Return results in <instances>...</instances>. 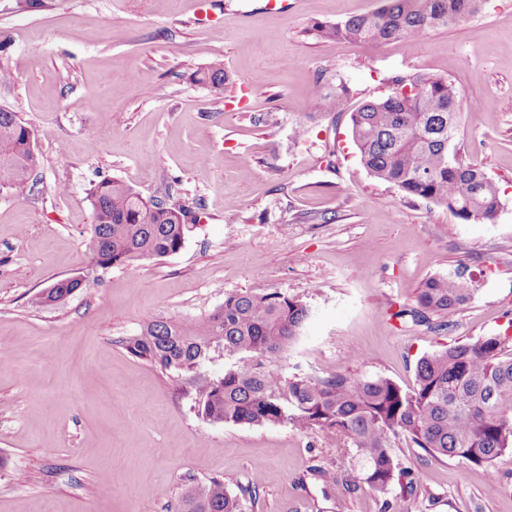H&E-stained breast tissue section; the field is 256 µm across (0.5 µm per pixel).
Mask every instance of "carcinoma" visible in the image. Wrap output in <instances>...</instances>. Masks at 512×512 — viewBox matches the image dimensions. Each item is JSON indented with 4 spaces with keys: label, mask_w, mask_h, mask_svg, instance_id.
Segmentation results:
<instances>
[{
    "label": "carcinoma",
    "mask_w": 512,
    "mask_h": 512,
    "mask_svg": "<svg viewBox=\"0 0 512 512\" xmlns=\"http://www.w3.org/2000/svg\"><path fill=\"white\" fill-rule=\"evenodd\" d=\"M472 0H382L370 13L318 22L313 34L326 40L363 43L410 42L474 14ZM215 95L224 94L229 75L220 61L194 71ZM391 93L367 100L349 112L352 139L369 175L397 187L406 198L442 205L463 222H487L500 205L499 188L483 169L465 162L456 149L461 99L448 79L428 72L390 78ZM416 90L408 96L405 87ZM351 98L340 80L326 91L316 86L311 103L324 112H344ZM28 126L18 113L0 109V189L20 197L28 187L26 163L38 164ZM93 254L103 267L163 257L179 251L188 210L159 207L131 185L112 178L90 184ZM476 281L459 267L424 282L415 306L395 316L415 324L436 316L450 325L456 311L476 292ZM70 288L57 281L33 303L47 306ZM309 316L295 296L230 292L224 303L200 320L152 318L124 338L125 349L195 387L197 412L213 423L250 426L287 423L347 443L357 466L345 483L385 495L410 472L394 455L403 436L432 455L490 466L512 452V352L506 339L484 336L446 346L422 357L415 385L404 389L387 378L352 373L284 378L279 365ZM240 354L247 362L219 377L198 372L214 350ZM182 512H241L239 500L212 478L188 491Z\"/></svg>",
    "instance_id": "1"
}]
</instances>
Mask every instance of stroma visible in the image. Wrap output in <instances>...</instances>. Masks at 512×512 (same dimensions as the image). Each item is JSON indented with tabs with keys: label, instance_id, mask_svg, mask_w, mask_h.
<instances>
[{
	"label": "stroma",
	"instance_id": "stroma-1",
	"mask_svg": "<svg viewBox=\"0 0 512 512\" xmlns=\"http://www.w3.org/2000/svg\"><path fill=\"white\" fill-rule=\"evenodd\" d=\"M266 3L0 0V69L22 65L0 82V106L32 129L39 157L23 197L0 190V512H178L213 477L243 512H381V496L316 472L354 467L352 449L287 423L198 416L191 385L122 345L149 318L199 319L229 292L294 295L311 315L284 377L350 372L405 389L443 345L512 336V0L382 45L308 33L381 0ZM215 60L230 76L220 97L193 76ZM421 71L464 101L457 143L498 182L493 222L374 179L346 115L310 106L321 76L343 78L358 103ZM105 177L195 209L183 247L97 266L86 191ZM461 264L478 292L448 329L398 318L424 281ZM75 275L86 282L64 302L33 304ZM394 449L419 479L390 491L404 512H512V453L487 467L402 438Z\"/></svg>",
	"mask_w": 512,
	"mask_h": 512
}]
</instances>
